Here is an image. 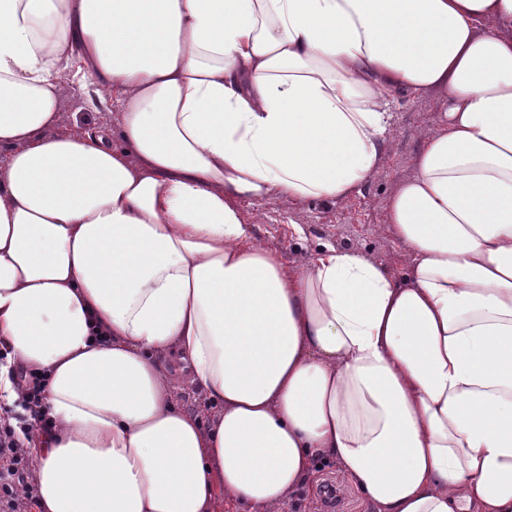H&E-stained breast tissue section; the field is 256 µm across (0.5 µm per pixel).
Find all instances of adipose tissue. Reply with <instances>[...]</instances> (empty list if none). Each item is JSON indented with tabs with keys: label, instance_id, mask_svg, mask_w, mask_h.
<instances>
[{
	"label": "adipose tissue",
	"instance_id": "adipose-tissue-1",
	"mask_svg": "<svg viewBox=\"0 0 512 512\" xmlns=\"http://www.w3.org/2000/svg\"><path fill=\"white\" fill-rule=\"evenodd\" d=\"M87 80L119 136L56 132ZM430 93L405 278L257 244L241 199L352 194ZM0 146L36 512H288L324 463L371 512H512V0H0ZM45 379L37 374H30L26 382V396L29 409L33 412L34 416L39 417V421L43 427H49L52 420L45 414L39 412L40 408V395L44 387Z\"/></svg>",
	"mask_w": 512,
	"mask_h": 512
}]
</instances>
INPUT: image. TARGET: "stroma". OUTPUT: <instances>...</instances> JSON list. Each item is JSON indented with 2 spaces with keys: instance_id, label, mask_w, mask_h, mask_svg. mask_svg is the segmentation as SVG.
<instances>
[{
  "instance_id": "1",
  "label": "stroma",
  "mask_w": 512,
  "mask_h": 512,
  "mask_svg": "<svg viewBox=\"0 0 512 512\" xmlns=\"http://www.w3.org/2000/svg\"><path fill=\"white\" fill-rule=\"evenodd\" d=\"M436 95L397 97L391 106V135L385 157L370 179L352 195L337 200L241 201L246 223L257 242L278 252L287 264L308 265L320 249L333 246L403 273L411 261L408 247L383 232L389 197L411 172L413 157L439 128ZM117 103L99 100L91 87L77 84L62 100L59 127L79 133L117 128ZM324 487L308 491L310 512H368L341 472L322 470Z\"/></svg>"
}]
</instances>
